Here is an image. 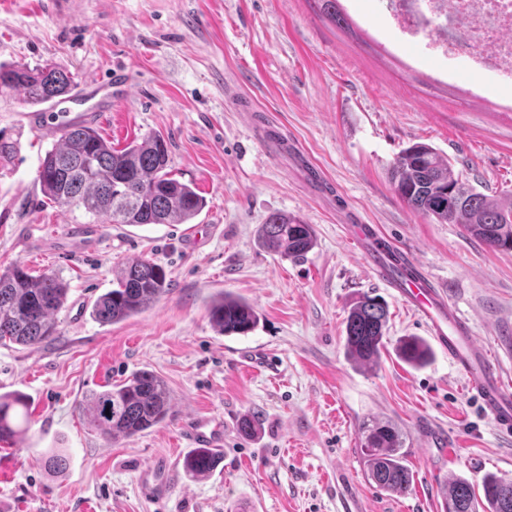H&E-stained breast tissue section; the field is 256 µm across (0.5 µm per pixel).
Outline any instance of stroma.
<instances>
[{
	"label": "stroma",
	"mask_w": 512,
	"mask_h": 512,
	"mask_svg": "<svg viewBox=\"0 0 512 512\" xmlns=\"http://www.w3.org/2000/svg\"><path fill=\"white\" fill-rule=\"evenodd\" d=\"M349 29L315 0H0V63L63 69L75 85L115 68L130 77L112 109L94 101L33 106L0 93V267L55 272L69 285L49 341L0 345V393L31 405L30 429L0 455V512H444V486L488 473L512 480V437L484 417L447 351L413 368L396 355L407 336L431 339L419 315L368 270L342 230L381 227L449 301L512 383V252L462 225L440 224L394 193L389 169L423 142L478 191L512 200V94L466 61L399 41L380 0H342ZM238 87L254 110L227 96ZM82 121L122 148L150 133L169 142L176 178L207 201L188 224H77L36 182L58 134L27 115ZM324 176L310 179L302 159ZM311 224L298 260L263 249L270 214ZM161 264L172 286L149 310L104 326L94 301L120 264ZM224 292L257 311L245 336L218 334L208 307ZM389 309L378 362L345 353L344 320L360 295ZM148 369L173 398L171 420L112 442L79 409L83 397ZM259 413L256 435L238 424ZM224 424L220 472L196 481L181 460L189 419ZM394 424L405 437L410 494L370 482L361 427ZM60 448L70 465L45 466Z\"/></svg>",
	"instance_id": "35a3bbf8"
}]
</instances>
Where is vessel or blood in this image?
I'll use <instances>...</instances> for the list:
<instances>
[{"label":"vessel or blood","instance_id":"b4317fda","mask_svg":"<svg viewBox=\"0 0 512 512\" xmlns=\"http://www.w3.org/2000/svg\"><path fill=\"white\" fill-rule=\"evenodd\" d=\"M126 74L117 69L106 78L87 80L88 94L111 105L112 91L121 87ZM379 227L369 230L348 229L347 237L361 251L369 266L381 268L382 253L374 249L372 240L382 238ZM385 283L395 288L410 307L430 324L438 343L447 349L459 371L469 379V389L481 402L483 411L500 433L512 432V392L505 389L485 349L469 335V322L448 301L441 289L423 274L397 278L385 276ZM195 447L220 448L224 445L223 424L199 420L186 428Z\"/></svg>","mask_w":512,"mask_h":512}]
</instances>
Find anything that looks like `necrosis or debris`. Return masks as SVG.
Wrapping results in <instances>:
<instances>
[{
    "instance_id": "1",
    "label": "necrosis or debris",
    "mask_w": 512,
    "mask_h": 512,
    "mask_svg": "<svg viewBox=\"0 0 512 512\" xmlns=\"http://www.w3.org/2000/svg\"><path fill=\"white\" fill-rule=\"evenodd\" d=\"M392 28L404 41H418L424 51L439 58H466L471 68L512 84V40L504 30L512 29V0H382ZM465 23L475 42L461 40L457 23Z\"/></svg>"
}]
</instances>
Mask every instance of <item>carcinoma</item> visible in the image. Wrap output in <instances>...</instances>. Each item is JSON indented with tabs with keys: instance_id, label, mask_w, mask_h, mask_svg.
<instances>
[{
	"instance_id": "obj_1",
	"label": "carcinoma",
	"mask_w": 512,
	"mask_h": 512,
	"mask_svg": "<svg viewBox=\"0 0 512 512\" xmlns=\"http://www.w3.org/2000/svg\"><path fill=\"white\" fill-rule=\"evenodd\" d=\"M317 2L320 13L335 26L350 28L340 0ZM72 86V77L55 67L0 65V92H17L33 105L67 96ZM36 180L48 200L101 224H186L206 207L195 187L174 178L168 145L160 134L116 149L98 129L70 122L58 143L45 152ZM390 181L396 195L412 209L439 224L463 225L493 250H512V202L505 206L466 185L431 145L415 143L403 149L390 167ZM260 240L268 251L296 259L305 257L315 245L312 225L283 213L270 215L261 225ZM170 286L161 265L142 256L130 257L118 268L116 287L94 302L92 316L103 325L118 323L150 308ZM67 296L68 285L54 272L35 276L19 262L0 268V344L31 346L53 336ZM209 317L224 336H245L259 319L250 303L229 293L211 304ZM387 322L384 301L368 294L358 297L346 317L347 355L360 365L376 363ZM397 354L414 367L425 365L431 357L428 345L415 337L401 340ZM80 408L95 429L117 441L167 423L172 417V396L163 378L142 369L90 394ZM28 422L25 396L0 393V442L16 441L28 431ZM403 447L404 436L393 424L376 422L365 427L366 476L380 489L397 495L408 493L413 485ZM221 459L217 448H194L185 454L182 467L193 480L207 479ZM45 465L61 474L67 469L68 457L53 450ZM444 512H512V480L486 475L479 497L467 479L450 477Z\"/></svg>"
}]
</instances>
